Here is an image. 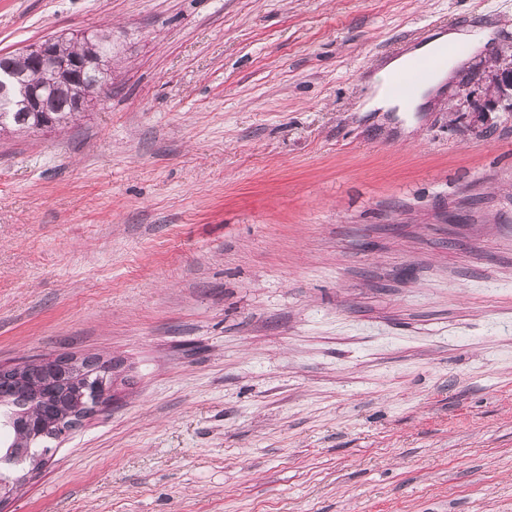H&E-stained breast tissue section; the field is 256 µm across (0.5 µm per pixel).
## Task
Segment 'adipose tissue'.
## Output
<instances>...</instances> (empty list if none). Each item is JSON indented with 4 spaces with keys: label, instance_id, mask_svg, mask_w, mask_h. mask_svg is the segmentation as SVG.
Listing matches in <instances>:
<instances>
[{
    "label": "adipose tissue",
    "instance_id": "adipose-tissue-1",
    "mask_svg": "<svg viewBox=\"0 0 512 512\" xmlns=\"http://www.w3.org/2000/svg\"><path fill=\"white\" fill-rule=\"evenodd\" d=\"M489 31L482 26L464 29H449L439 34L428 44L412 49L411 53L401 54L390 60L372 79V93L366 99L363 109L367 112H387L396 106L397 101L390 91V84L394 76L404 71L410 57H418L432 53L439 47H451L459 43L467 44L472 51H479Z\"/></svg>",
    "mask_w": 512,
    "mask_h": 512
}]
</instances>
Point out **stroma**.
Wrapping results in <instances>:
<instances>
[{
  "label": "stroma",
  "mask_w": 512,
  "mask_h": 512,
  "mask_svg": "<svg viewBox=\"0 0 512 512\" xmlns=\"http://www.w3.org/2000/svg\"><path fill=\"white\" fill-rule=\"evenodd\" d=\"M106 26L100 101L0 135V363L120 376L0 512H512V0H0V54ZM488 34L489 30L482 26L464 29L451 28L446 33H440L428 44L416 47L393 58L373 77L372 93L362 106V111L389 112L394 106H397V112H417V108L426 106L429 99L445 83L446 78L450 79L458 61L455 57L448 56L447 64L434 76V73L443 64L445 55H429L416 58L409 73L395 81V89L400 94H406L413 86L423 84L414 90L410 105L404 107L393 97L390 84L394 76L404 71L408 60L412 57L428 55L439 47L448 49V47H453L458 43H466L473 52H476L483 47ZM486 75L483 77L486 82L485 104L481 108H476L477 119L475 123L481 122L483 112H489L490 107L497 105L500 101L511 100L512 98V64L507 62H495L488 67Z\"/></svg>",
  "instance_id": "1"
}]
</instances>
